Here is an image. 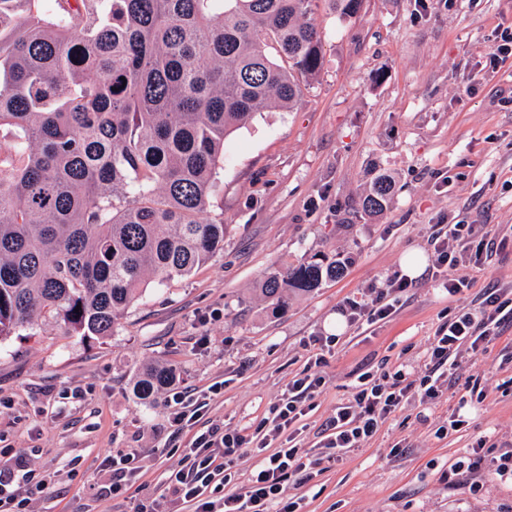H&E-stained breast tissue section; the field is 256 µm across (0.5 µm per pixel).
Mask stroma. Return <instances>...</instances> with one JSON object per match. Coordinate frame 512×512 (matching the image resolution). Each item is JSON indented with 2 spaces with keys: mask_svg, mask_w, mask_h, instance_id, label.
Returning a JSON list of instances; mask_svg holds the SVG:
<instances>
[{
  "mask_svg": "<svg viewBox=\"0 0 512 512\" xmlns=\"http://www.w3.org/2000/svg\"><path fill=\"white\" fill-rule=\"evenodd\" d=\"M314 19L323 66L300 102L257 113L225 142L208 208L224 222L223 249L149 285L112 336H74L46 317L0 341V447L43 481L29 512H132L133 500L104 495L112 477L97 471L126 448L140 449L143 479L161 492L188 437L169 425L162 397L134 395L152 365L173 368L180 388L219 385L202 425L252 430L323 354L325 384L302 433L312 448L360 373L422 370L446 315L512 286V54L488 66L512 29V0H365L349 20L320 0ZM380 171L395 193L369 218L360 198ZM449 215L504 240L469 270V291L448 297L426 271L391 318L336 328L343 301L400 276L404 253L432 254L429 238ZM320 253L349 258L344 277L273 310L261 280ZM320 336L336 342L318 345ZM511 355L509 327L483 356L462 357L446 400L404 405L369 445L323 461L286 497L303 498L305 512H512V484L485 471L445 478L479 438L512 445ZM456 410L463 427L435 438Z\"/></svg>",
  "mask_w": 512,
  "mask_h": 512,
  "instance_id": "obj_1",
  "label": "stroma"
}]
</instances>
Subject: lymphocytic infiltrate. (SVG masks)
I'll list each match as a JSON object with an SVG mask.
<instances>
[{
	"instance_id": "1",
	"label": "lymphocytic infiltrate",
	"mask_w": 512,
	"mask_h": 512,
	"mask_svg": "<svg viewBox=\"0 0 512 512\" xmlns=\"http://www.w3.org/2000/svg\"><path fill=\"white\" fill-rule=\"evenodd\" d=\"M436 271L449 296L464 293L469 286L461 275L466 259L497 251L495 237L482 225L455 222L445 234L432 237ZM412 288L407 279H393L385 287L369 286L361 297L346 299L341 313L353 325L389 319L395 306ZM512 324V290L485 289L476 305L460 309L441 324L427 348V363L414 379L403 371L394 374L361 373L350 397L322 425L324 448L344 454L365 447L400 407L417 399L438 402L448 392V373L461 354L476 357ZM323 385L318 374L290 380L269 415L254 431H228L218 427L199 429L208 397L187 389L174 390L166 398L171 427L192 434L176 467L166 473V492L139 501L135 512H302L301 500L284 499L287 484L305 486L320 464L304 448L298 424L316 408ZM254 458L246 480H239L233 463ZM139 449L130 448L106 458L112 472V493L127 494L141 478ZM489 471L499 480L512 482V449L477 440L448 469L449 479L463 472ZM36 481L24 468L0 469V512H27L29 493Z\"/></svg>"
}]
</instances>
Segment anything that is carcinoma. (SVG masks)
I'll return each mask as SVG.
<instances>
[{
    "label": "carcinoma",
    "mask_w": 512,
    "mask_h": 512,
    "mask_svg": "<svg viewBox=\"0 0 512 512\" xmlns=\"http://www.w3.org/2000/svg\"><path fill=\"white\" fill-rule=\"evenodd\" d=\"M316 2L0 0V341L46 316L110 336L147 284L223 249L224 220L199 216L225 141L320 72ZM327 2L347 20L364 0ZM391 201L380 173L361 206L379 216ZM345 270L324 255L261 291L280 306ZM172 373L146 370L134 394Z\"/></svg>",
    "instance_id": "cac0c4a2"
}]
</instances>
